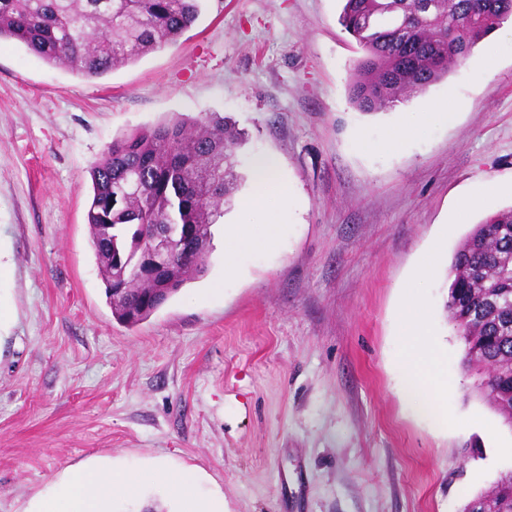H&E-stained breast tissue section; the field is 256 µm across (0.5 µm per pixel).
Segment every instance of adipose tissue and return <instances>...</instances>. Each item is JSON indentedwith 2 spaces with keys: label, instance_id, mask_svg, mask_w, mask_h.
I'll list each match as a JSON object with an SVG mask.
<instances>
[{
  "label": "adipose tissue",
  "instance_id": "adipose-tissue-1",
  "mask_svg": "<svg viewBox=\"0 0 512 512\" xmlns=\"http://www.w3.org/2000/svg\"><path fill=\"white\" fill-rule=\"evenodd\" d=\"M275 225H267L264 233H256L251 224H228L224 227V260L227 269H234L241 249L270 246L275 238ZM404 332L413 338L410 353L416 369L404 376L403 397L423 410L440 414L448 412V387L430 382L421 367L437 360L433 334L420 315L417 302L407 305ZM156 484L166 488L177 500V512H224L221 493L201 490V477L196 470L174 471L155 467ZM138 501L142 512H155V500L145 498L142 477L138 470L124 467H105L98 464L82 466L65 472L44 493L34 497L26 512H115L117 499Z\"/></svg>",
  "mask_w": 512,
  "mask_h": 512
}]
</instances>
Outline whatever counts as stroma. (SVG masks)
Here are the masks:
<instances>
[{
  "label": "stroma",
  "instance_id": "obj_1",
  "mask_svg": "<svg viewBox=\"0 0 512 512\" xmlns=\"http://www.w3.org/2000/svg\"><path fill=\"white\" fill-rule=\"evenodd\" d=\"M342 0H204L174 44L99 78L0 41V512H24L70 467L112 459L194 466L227 512H461L512 470V427L477 393L478 371L444 310L460 241L512 206V24L440 82L363 113L348 97L359 49ZM453 102L401 146L390 129ZM218 112L277 162L268 249L207 270L135 327L118 322L90 245V168L113 140ZM491 190L463 222L460 200ZM440 245L441 273L415 281ZM440 342L431 378L448 416L401 397L411 337L403 295Z\"/></svg>",
  "mask_w": 512,
  "mask_h": 512
}]
</instances>
